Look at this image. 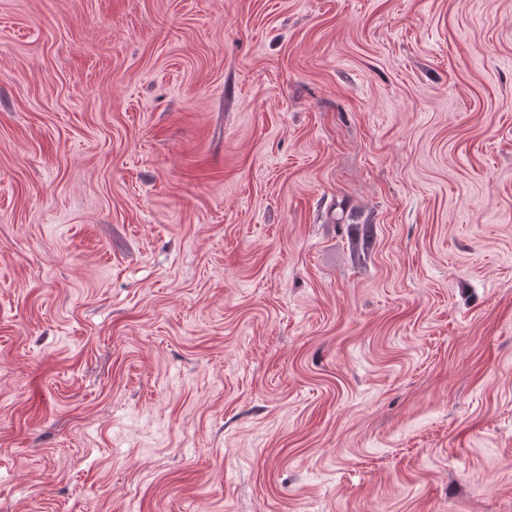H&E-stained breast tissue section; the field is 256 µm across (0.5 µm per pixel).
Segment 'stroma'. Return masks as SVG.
I'll return each mask as SVG.
<instances>
[{
    "instance_id": "obj_1",
    "label": "stroma",
    "mask_w": 512,
    "mask_h": 512,
    "mask_svg": "<svg viewBox=\"0 0 512 512\" xmlns=\"http://www.w3.org/2000/svg\"><path fill=\"white\" fill-rule=\"evenodd\" d=\"M0 512H512V0H0Z\"/></svg>"
}]
</instances>
